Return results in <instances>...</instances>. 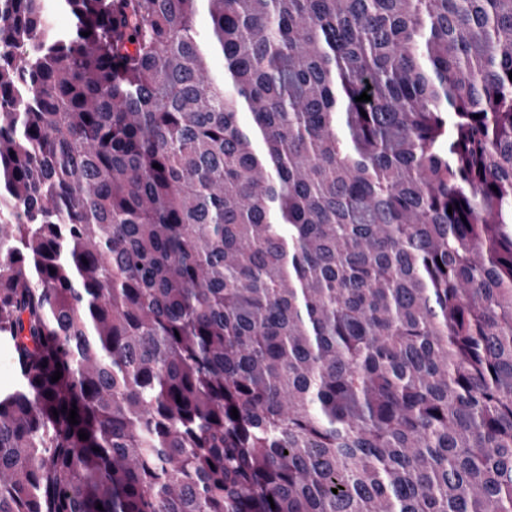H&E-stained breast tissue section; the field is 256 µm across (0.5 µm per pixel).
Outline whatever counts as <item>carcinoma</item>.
<instances>
[{"label": "carcinoma", "mask_w": 512, "mask_h": 512, "mask_svg": "<svg viewBox=\"0 0 512 512\" xmlns=\"http://www.w3.org/2000/svg\"><path fill=\"white\" fill-rule=\"evenodd\" d=\"M511 71L512 0H0V512H512Z\"/></svg>", "instance_id": "obj_1"}]
</instances>
